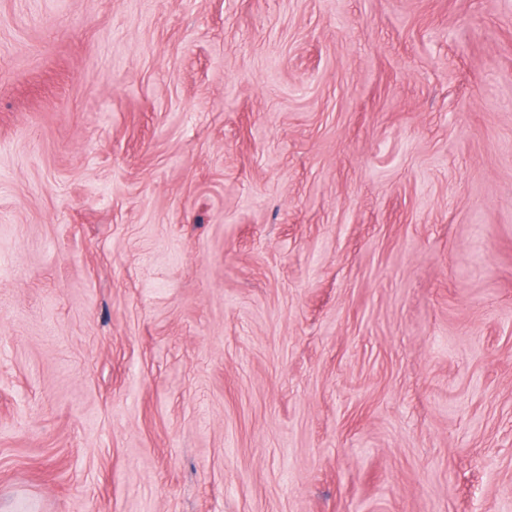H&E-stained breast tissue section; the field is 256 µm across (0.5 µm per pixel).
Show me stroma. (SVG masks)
Masks as SVG:
<instances>
[{
  "mask_svg": "<svg viewBox=\"0 0 512 512\" xmlns=\"http://www.w3.org/2000/svg\"><path fill=\"white\" fill-rule=\"evenodd\" d=\"M512 512V0H0V512Z\"/></svg>",
  "mask_w": 512,
  "mask_h": 512,
  "instance_id": "1",
  "label": "stroma"
}]
</instances>
